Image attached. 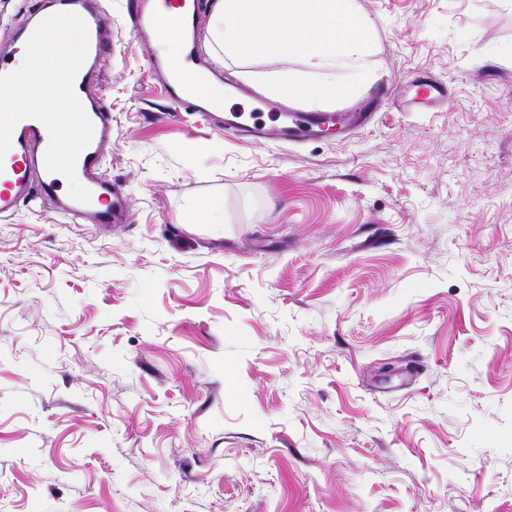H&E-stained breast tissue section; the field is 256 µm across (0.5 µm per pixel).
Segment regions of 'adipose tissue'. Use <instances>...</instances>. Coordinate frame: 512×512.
Listing matches in <instances>:
<instances>
[{
	"mask_svg": "<svg viewBox=\"0 0 512 512\" xmlns=\"http://www.w3.org/2000/svg\"><path fill=\"white\" fill-rule=\"evenodd\" d=\"M83 42L77 28L47 21L41 49L49 53L50 65L40 73V92L15 91L0 101V114L20 107L77 112L67 84L83 55ZM204 47L218 60L257 52L299 53L315 69L314 80L278 72L269 78L268 89L277 99L312 104L350 94L367 78L371 54L368 26L357 0H212ZM340 71L346 72L347 83H337Z\"/></svg>",
	"mask_w": 512,
	"mask_h": 512,
	"instance_id": "adipose-tissue-1",
	"label": "adipose tissue"
}]
</instances>
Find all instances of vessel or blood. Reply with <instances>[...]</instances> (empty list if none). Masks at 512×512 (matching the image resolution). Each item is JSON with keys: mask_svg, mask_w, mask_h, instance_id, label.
Masks as SVG:
<instances>
[{"mask_svg": "<svg viewBox=\"0 0 512 512\" xmlns=\"http://www.w3.org/2000/svg\"><path fill=\"white\" fill-rule=\"evenodd\" d=\"M174 10V27L184 46L179 60H172L158 44L163 33L158 25L161 5ZM57 17L80 27L87 40V57L73 71L68 94L81 110L76 115L82 144L79 151L66 154L58 147V136L65 121L48 112H9L0 115V220L11 218L22 201L40 195L53 201L57 214L76 224H110L122 219L130 209L129 199L104 173V146L112 135V116L102 98L88 95V85L99 71L109 46L106 32L109 19L102 0H39L26 25L14 35L9 49L0 51V93L8 95L19 88L27 71L19 66L41 35L45 17ZM133 34L137 41L152 46L151 63L165 73L169 96L186 111L212 119L221 113L218 96L208 94L209 70L189 46L197 34V15L189 0H134ZM414 95L386 82L379 83L371 99L358 108L337 105L332 112H310L294 103L283 112L243 121L225 117L222 129L228 136H244L256 143L288 140L294 143L326 134L347 138L368 125L376 110L400 101L404 111H435L446 95L444 84L430 76L416 80ZM84 183L78 197L60 193L62 178Z\"/></svg>", "mask_w": 512, "mask_h": 512, "instance_id": "b4317fda", "label": "vessel or blood"}]
</instances>
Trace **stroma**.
Listing matches in <instances>:
<instances>
[{
	"mask_svg": "<svg viewBox=\"0 0 512 512\" xmlns=\"http://www.w3.org/2000/svg\"><path fill=\"white\" fill-rule=\"evenodd\" d=\"M340 140L245 146L168 101L109 0L122 223H0V512H512V0H357ZM259 88L298 54L228 60ZM224 199V223L186 207Z\"/></svg>",
	"mask_w": 512,
	"mask_h": 512,
	"instance_id": "1",
	"label": "stroma"
}]
</instances>
